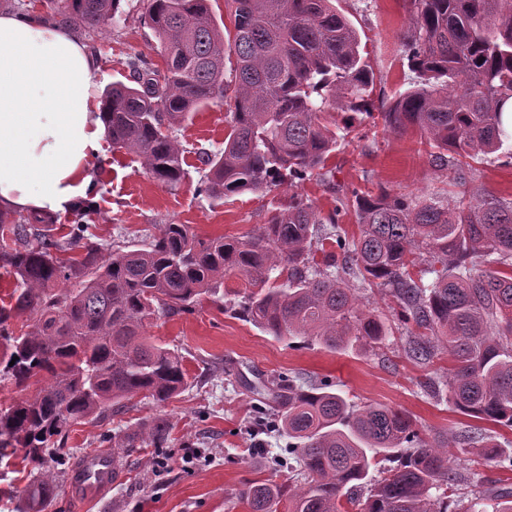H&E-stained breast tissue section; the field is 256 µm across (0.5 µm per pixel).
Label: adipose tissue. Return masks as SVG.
Segmentation results:
<instances>
[{
    "mask_svg": "<svg viewBox=\"0 0 512 512\" xmlns=\"http://www.w3.org/2000/svg\"><path fill=\"white\" fill-rule=\"evenodd\" d=\"M98 70L69 30L0 14V208L57 213L86 197L105 132Z\"/></svg>",
    "mask_w": 512,
    "mask_h": 512,
    "instance_id": "1",
    "label": "adipose tissue"
}]
</instances>
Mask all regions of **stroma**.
I'll use <instances>...</instances> for the list:
<instances>
[{
  "instance_id": "35a3bbf8",
  "label": "stroma",
  "mask_w": 512,
  "mask_h": 512,
  "mask_svg": "<svg viewBox=\"0 0 512 512\" xmlns=\"http://www.w3.org/2000/svg\"><path fill=\"white\" fill-rule=\"evenodd\" d=\"M146 7L147 0H121L123 20L87 37L99 62L97 89L124 79L129 57L151 55L155 38L144 23ZM337 7L367 44L375 74L374 110L382 112L409 86L401 39L411 26L410 2L339 0ZM228 113V105L213 104L180 128L187 176L174 190L149 177L134 155L113 150L110 140L102 139L89 222L103 251L140 243L159 224H186L203 238L239 237L257 230L270 210L287 204L294 192L324 213L335 207L340 190L353 187L369 194L384 188L394 194L455 197L447 171L432 165L419 131L396 132L368 119L355 124L330 155L327 177L311 176L293 191L246 192L215 203L197 199L201 163L196 151L223 147ZM474 167L476 185L512 199V159L492 155ZM242 284L241 277L226 276L218 296L201 297L191 313L150 321L148 335L182 353L187 387L164 405L135 398L123 413L108 412L72 426L64 448L67 475L47 512H246L232 498L243 480L280 483L287 476L274 459L288 437L251 426L254 401L247 389L248 383L282 372L328 380L348 401L393 407L434 433L460 436L480 427V420L456 411L447 398L422 392L419 383L429 370L404 356L394 304L384 290L369 289L366 297L389 329L385 345L357 343L333 352L317 344L288 346L226 311ZM158 415L172 425L163 458L150 448L133 454L118 480L95 498L75 487L70 471L82 455L100 450L105 435Z\"/></svg>"
}]
</instances>
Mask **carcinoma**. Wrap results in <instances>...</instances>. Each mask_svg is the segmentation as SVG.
<instances>
[{
  "instance_id": "cac0c4a2",
  "label": "carcinoma",
  "mask_w": 512,
  "mask_h": 512,
  "mask_svg": "<svg viewBox=\"0 0 512 512\" xmlns=\"http://www.w3.org/2000/svg\"><path fill=\"white\" fill-rule=\"evenodd\" d=\"M67 22L85 33L119 23L121 0H70ZM414 23L402 53L415 74L382 119L417 128L432 162L462 188L458 205L436 196L348 189L324 214L295 193L258 232L203 239L186 224H160L133 250L103 253L75 206L68 237L43 216L0 212V267L17 285L0 306V380L23 390L45 372L32 399L0 410V459L16 451L34 473L16 512H45L60 474L52 465L70 427L142 397L161 406L188 384L184 357L146 336V322L193 310L224 276L243 277L239 313L278 341L304 338L330 351L378 346L384 321L359 293L385 288L407 328L403 352L416 365L448 356L450 368L420 386L448 391L472 418L512 429V201L470 187V161L512 158V0H411ZM226 38L208 0H148L145 24L165 66L126 61L131 83L104 89L112 149L135 155L145 173L175 189L186 178L177 131L193 113L230 106L224 148L200 151L196 196L217 201L298 186L323 170L340 139L329 110L370 114L374 73L367 47L332 0H224ZM234 59L231 67L225 60ZM353 202L359 234L339 217ZM75 249L81 258H65ZM27 316V331L12 320ZM249 391L253 422L288 435L282 483L247 480L234 498L249 512H448L470 480L448 459V435L428 437L385 405L354 408L327 380L279 375ZM171 425L149 417L106 438L112 474L143 448L170 447ZM501 470L512 454L483 433L468 439ZM388 462L368 483L372 465ZM482 510H475V506ZM464 512H512V489L478 491Z\"/></svg>"
}]
</instances>
